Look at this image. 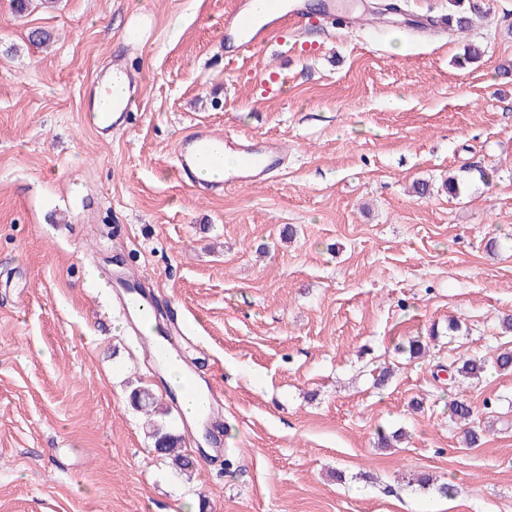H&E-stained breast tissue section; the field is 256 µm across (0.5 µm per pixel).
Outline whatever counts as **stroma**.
I'll return each instance as SVG.
<instances>
[{"label": "stroma", "mask_w": 512, "mask_h": 512, "mask_svg": "<svg viewBox=\"0 0 512 512\" xmlns=\"http://www.w3.org/2000/svg\"><path fill=\"white\" fill-rule=\"evenodd\" d=\"M398 2L396 23L311 13L230 62L233 0L25 17L0 0V512H179L189 494L206 512H512V373L466 383L486 429L469 447L443 371L512 348V0H476L469 32L434 37L409 22L448 0ZM470 43L483 55L465 65ZM116 57L145 86L100 139L83 95ZM199 123L278 140L283 169L221 195L186 186L173 150ZM121 270L193 325V368L222 395L224 454L192 475L130 403L147 386L157 419H180L112 292ZM416 336L430 352L412 360L398 347ZM381 428L405 438L378 447ZM422 474L465 492L438 500Z\"/></svg>", "instance_id": "obj_1"}]
</instances>
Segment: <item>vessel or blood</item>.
<instances>
[{
  "label": "vessel or blood",
  "mask_w": 512,
  "mask_h": 512,
  "mask_svg": "<svg viewBox=\"0 0 512 512\" xmlns=\"http://www.w3.org/2000/svg\"><path fill=\"white\" fill-rule=\"evenodd\" d=\"M304 12V0H268L266 14L257 18L251 13L250 0H235L233 9L224 16V47L229 59H236L251 48L263 46L269 36L285 23L299 24ZM110 77L126 83V96L101 102L103 89L97 86L86 94L82 108L84 122L103 139L126 126L130 113L138 108L142 96L141 80L121 60H113ZM228 152L235 157L234 164L229 167L224 164V155ZM203 160L223 168V179L205 187L207 193L221 195L228 190L266 181L271 173L282 167L285 154L276 140L256 139L245 133L219 137L208 126L199 125L182 138L174 150V161L188 185H195V170ZM119 286V303L123 310L139 317L154 314L158 301L145 288L143 281L125 274ZM155 324L154 337L145 342L152 355H160L169 349L182 350L191 337L189 327L177 318L156 316Z\"/></svg>",
  "instance_id": "obj_1"
}]
</instances>
